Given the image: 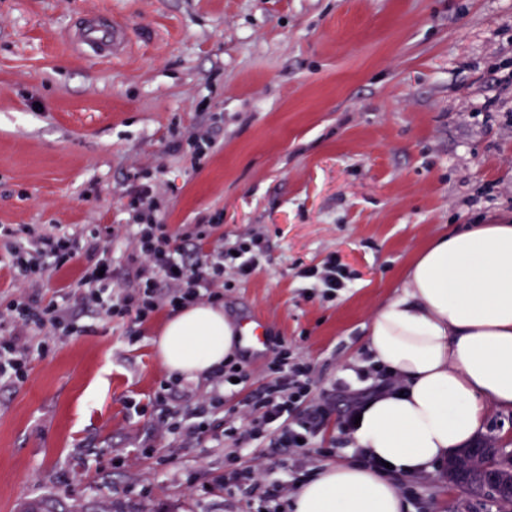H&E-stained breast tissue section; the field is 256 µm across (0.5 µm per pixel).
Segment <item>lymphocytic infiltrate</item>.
Segmentation results:
<instances>
[{
	"label": "lymphocytic infiltrate",
	"instance_id": "lymphocytic-infiltrate-1",
	"mask_svg": "<svg viewBox=\"0 0 512 512\" xmlns=\"http://www.w3.org/2000/svg\"><path fill=\"white\" fill-rule=\"evenodd\" d=\"M132 224L118 230L112 226L93 228L92 240L100 242L98 257L80 272L74 286L83 301L107 307L112 316L142 327L163 309L180 310L189 305L217 303L224 298L228 283L225 265L236 267L240 276H249L254 259L261 253L258 240L237 244L235 251L216 241L206 257L189 251V243L208 234L203 224L186 226L182 246L172 244L166 225L160 223V206L152 186H143L133 201ZM127 232L131 239L127 283L119 300H112V283L118 277L112 265L109 247L102 237H115ZM5 236L12 240L6 264L12 270L11 294L0 302V384L14 385L26 377V363L31 351H44V335H68L74 327L70 308L51 302L35 305L26 292L31 275L59 271L76 255L73 239L63 234L34 233L27 226L8 228ZM269 380L239 401L237 408H225L224 390L233 381L247 382L249 373L238 359L225 358L211 376L208 389L172 414L156 417L151 432L142 440L145 448L157 447L171 435L198 441L212 437L216 441L240 443L242 438L263 441L274 436L280 447L305 453L308 444L319 432L327 411L334 406L331 394H323L317 404L307 405L316 381L311 365L287 344L281 345L268 363ZM222 415V428L212 427L210 419ZM267 468L260 463L225 472L217 487L238 490L250 496L262 493L271 502V512H288V487L267 481Z\"/></svg>",
	"mask_w": 512,
	"mask_h": 512
}]
</instances>
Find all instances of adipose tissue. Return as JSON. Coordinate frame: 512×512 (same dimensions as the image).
Here are the masks:
<instances>
[{"label": "adipose tissue", "mask_w": 512, "mask_h": 512, "mask_svg": "<svg viewBox=\"0 0 512 512\" xmlns=\"http://www.w3.org/2000/svg\"><path fill=\"white\" fill-rule=\"evenodd\" d=\"M243 333L221 307L193 305L167 319L155 347L170 372L204 375L235 354ZM367 349L400 386L360 411L351 444L363 461L299 484L291 512H408L389 471L434 470L483 431L488 407L512 408V224L432 239L402 293L375 308Z\"/></svg>", "instance_id": "1"}]
</instances>
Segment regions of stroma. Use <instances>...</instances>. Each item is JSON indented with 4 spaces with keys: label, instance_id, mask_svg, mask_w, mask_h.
I'll return each instance as SVG.
<instances>
[{
    "label": "stroma",
    "instance_id": "35a3bbf8",
    "mask_svg": "<svg viewBox=\"0 0 512 512\" xmlns=\"http://www.w3.org/2000/svg\"><path fill=\"white\" fill-rule=\"evenodd\" d=\"M112 14L125 51L99 61L72 46L85 15ZM219 125L216 146L186 144ZM154 185L170 233L211 224L225 246L266 250L221 306L262 323L238 357L262 384L279 342L341 389L306 456L254 441L168 439L147 453L149 405L168 369L157 315L128 322L65 288L85 258L27 288L68 297L78 332L52 336L27 379L0 385V512L34 499L100 512H260L259 497L214 489L227 455L262 460L272 481L357 458L341 423L382 384L366 333L401 292L415 254L471 224L512 222V0H0V226L127 224ZM337 256L343 288L323 296L305 267ZM411 512H498L443 470L392 473Z\"/></svg>",
    "mask_w": 512,
    "mask_h": 512
}]
</instances>
